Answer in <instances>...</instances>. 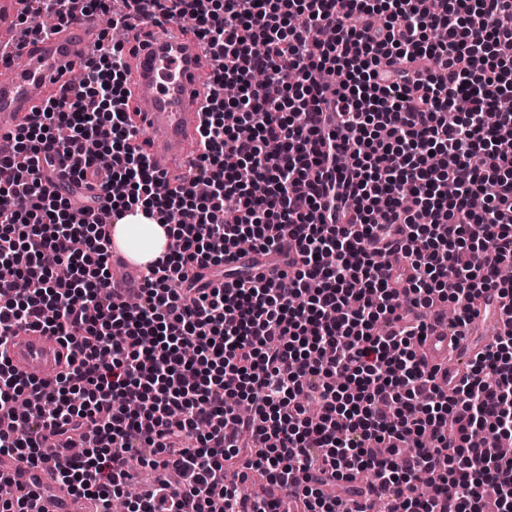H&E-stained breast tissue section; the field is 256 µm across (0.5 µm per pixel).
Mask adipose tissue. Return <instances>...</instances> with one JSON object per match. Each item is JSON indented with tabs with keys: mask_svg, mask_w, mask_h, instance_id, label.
<instances>
[{
	"mask_svg": "<svg viewBox=\"0 0 512 512\" xmlns=\"http://www.w3.org/2000/svg\"><path fill=\"white\" fill-rule=\"evenodd\" d=\"M116 237L133 258L147 263L164 257L172 225L161 222L158 216L147 215L144 208L120 220Z\"/></svg>",
	"mask_w": 512,
	"mask_h": 512,
	"instance_id": "ef3b65f1",
	"label": "adipose tissue"
}]
</instances>
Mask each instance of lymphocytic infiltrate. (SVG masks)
<instances>
[{
	"instance_id": "lymphocytic-infiltrate-1",
	"label": "lymphocytic infiltrate",
	"mask_w": 512,
	"mask_h": 512,
	"mask_svg": "<svg viewBox=\"0 0 512 512\" xmlns=\"http://www.w3.org/2000/svg\"><path fill=\"white\" fill-rule=\"evenodd\" d=\"M24 2V39L43 15L109 24L83 81L0 154V405L27 400L0 414V457L52 463L97 512L134 459L178 472L184 493L162 482L133 512H512L497 450L512 436V329L447 391L417 353L445 302L459 325L491 292L512 314V144L486 122L512 125V0ZM141 16L188 28L217 63L198 173L172 187L121 109L112 32ZM66 159L71 185L97 186L84 204L42 181ZM142 205L178 220L132 307L112 295L102 227ZM244 239L278 279L234 265ZM218 265L222 284L200 282ZM28 331L68 351L40 384L7 359ZM256 473L262 493L241 495ZM336 482L345 496L324 494Z\"/></svg>"
}]
</instances>
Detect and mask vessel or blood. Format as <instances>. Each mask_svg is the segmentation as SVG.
<instances>
[{
    "label": "vessel or blood",
    "mask_w": 512,
    "mask_h": 512,
    "mask_svg": "<svg viewBox=\"0 0 512 512\" xmlns=\"http://www.w3.org/2000/svg\"><path fill=\"white\" fill-rule=\"evenodd\" d=\"M21 10L20 0H0V44L17 40ZM97 39L98 26L88 17L24 44L6 77L0 79V139L33 121L71 72L81 67ZM126 58L130 93L125 109L135 113L138 125L149 131L147 153L165 161L168 182L177 183L189 169L187 148L198 138L204 82L214 69L213 62L196 36L170 35L165 23L131 30ZM111 258L113 291L121 295L138 292L146 264L116 251ZM421 351L431 366L451 351L462 361L473 358L467 341H452L440 328L427 337ZM9 362L27 378L48 379L62 369L65 351L51 337L23 332L11 342Z\"/></svg>",
    "instance_id": "1"
}]
</instances>
